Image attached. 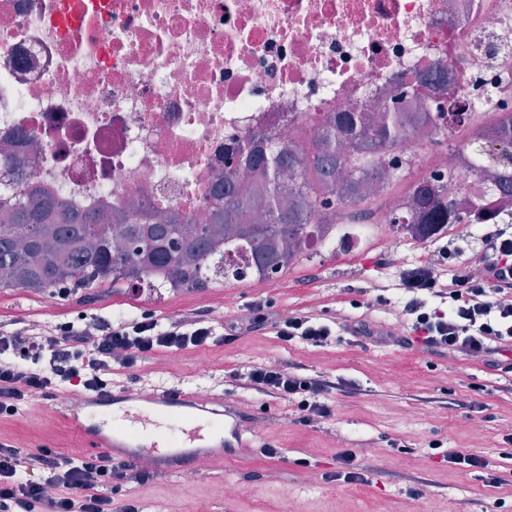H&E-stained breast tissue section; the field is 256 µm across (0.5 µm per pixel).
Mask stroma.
Instances as JSON below:
<instances>
[{"instance_id":"stroma-1","label":"stroma","mask_w":512,"mask_h":512,"mask_svg":"<svg viewBox=\"0 0 512 512\" xmlns=\"http://www.w3.org/2000/svg\"><path fill=\"white\" fill-rule=\"evenodd\" d=\"M487 230L484 224H460L438 240L395 243L380 229L359 249L323 252L271 282L107 294L87 308L71 298L5 288L0 319H24L35 331L87 309L112 319L142 312L169 319L201 314L221 325L242 319L260 298L279 315L302 311L336 323L364 315L383 329L400 330L405 269L435 254L439 261L432 273L446 281L472 261ZM264 362L346 382V389L331 395L332 416L309 426L295 405L229 383L234 372ZM134 373L145 386L177 383L205 394L223 384L251 436L236 460L202 458L189 472L123 487L121 497L137 498L143 512H417L423 505L429 512H512V459L498 453L504 436L512 434V386L478 360L356 342L343 332L327 347L289 345L264 328L219 346L151 355ZM471 400L482 411L466 409ZM0 441L27 453L45 445L69 454L82 451L61 407L41 394L19 415L0 417ZM433 443L485 456L502 484L488 486L480 473L438 462L430 455ZM269 446L280 449L281 457H266ZM345 448L368 468L366 482L327 480ZM228 485L236 489L229 498Z\"/></svg>"}]
</instances>
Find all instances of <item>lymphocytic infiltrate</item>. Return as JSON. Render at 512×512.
I'll use <instances>...</instances> for the list:
<instances>
[{
    "label": "lymphocytic infiltrate",
    "instance_id": "1",
    "mask_svg": "<svg viewBox=\"0 0 512 512\" xmlns=\"http://www.w3.org/2000/svg\"><path fill=\"white\" fill-rule=\"evenodd\" d=\"M425 290L426 297L410 298L403 308L410 331L404 344L476 357L490 369L512 373V234H484L471 267L451 274L444 284L429 280ZM265 326L285 343L302 340L324 347L336 336L335 327L312 314L273 316L260 300L229 329L239 336ZM218 340L217 326L194 315L167 320L144 312L112 321L81 313L36 333L20 321H0V416L16 415L37 392L106 394L116 382L134 386L133 368L150 355ZM232 379L254 394L295 404L304 423L332 414L324 397L336 384L323 375L259 364L233 373ZM145 478L103 451L66 456L45 446L28 454L0 442V512H141L137 501L119 505L113 495L123 484ZM50 487L57 496H47Z\"/></svg>",
    "mask_w": 512,
    "mask_h": 512
}]
</instances>
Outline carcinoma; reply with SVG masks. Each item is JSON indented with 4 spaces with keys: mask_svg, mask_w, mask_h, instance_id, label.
Returning a JSON list of instances; mask_svg holds the SVG:
<instances>
[{
    "mask_svg": "<svg viewBox=\"0 0 512 512\" xmlns=\"http://www.w3.org/2000/svg\"><path fill=\"white\" fill-rule=\"evenodd\" d=\"M460 113H424L412 129L399 112L371 118L363 112H329L321 133L292 143H277L241 155L246 179L231 177L228 189L212 197L206 223L175 214L118 213L106 222L73 214L60 200L33 197L0 219V288L56 295L74 286L84 302L148 288L201 290L232 278H248L241 264L253 262L255 279L269 281L319 255L306 247L309 224L330 225L376 219L381 201L405 178L397 168L373 181L368 172L385 162L398 142L433 138ZM498 146L512 150V112L495 121ZM476 176L496 189L512 184V169L468 166L448 172L447 180ZM491 212L483 196L461 208L442 193L438 181L423 179L408 196L405 212L388 221L395 232L417 228L414 240L427 242L457 224H477Z\"/></svg>",
    "mask_w": 512,
    "mask_h": 512,
    "instance_id": "1",
    "label": "carcinoma"
}]
</instances>
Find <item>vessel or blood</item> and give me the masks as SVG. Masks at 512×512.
Segmentation results:
<instances>
[{
    "label": "vessel or blood",
    "mask_w": 512,
    "mask_h": 512,
    "mask_svg": "<svg viewBox=\"0 0 512 512\" xmlns=\"http://www.w3.org/2000/svg\"><path fill=\"white\" fill-rule=\"evenodd\" d=\"M64 419L82 444L127 464L151 454L163 475L189 470L198 449H216L217 459L230 461L243 445L237 417L220 390L211 392L205 406L194 391L178 385L147 393L133 388L89 393Z\"/></svg>",
    "instance_id": "vessel-or-blood-1"
}]
</instances>
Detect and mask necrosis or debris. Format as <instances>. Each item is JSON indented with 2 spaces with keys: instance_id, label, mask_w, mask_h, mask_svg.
Returning a JSON list of instances; mask_svg holds the SVG:
<instances>
[{
  "instance_id": "obj_1",
  "label": "necrosis or debris",
  "mask_w": 512,
  "mask_h": 512,
  "mask_svg": "<svg viewBox=\"0 0 512 512\" xmlns=\"http://www.w3.org/2000/svg\"><path fill=\"white\" fill-rule=\"evenodd\" d=\"M512 104V0H0V208L29 193L88 216L199 218L229 154L328 112ZM421 139L390 160L423 176Z\"/></svg>"
}]
</instances>
